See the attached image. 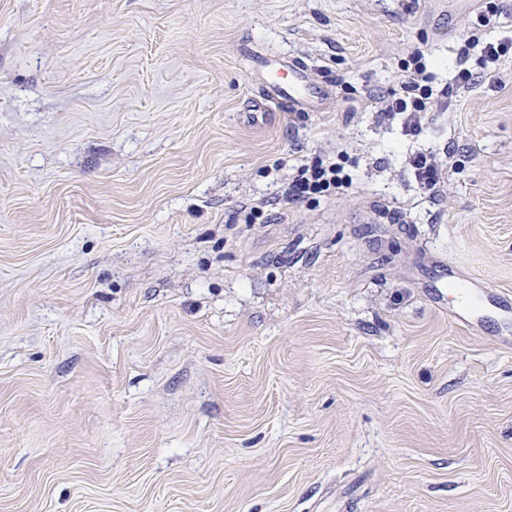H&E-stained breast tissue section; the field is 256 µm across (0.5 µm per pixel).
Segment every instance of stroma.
<instances>
[{
	"mask_svg": "<svg viewBox=\"0 0 512 512\" xmlns=\"http://www.w3.org/2000/svg\"><path fill=\"white\" fill-rule=\"evenodd\" d=\"M490 1L512 37V0H0V512H512V327L448 319L449 266L512 292V56L453 86ZM415 47L411 137L371 101ZM260 53L329 110L253 123ZM411 68L406 66L405 79L402 82V95L391 100L377 101L380 104L378 112L385 117L394 118L396 114L404 115L406 132L410 135L418 134L422 129V121L426 119L435 105L433 88L428 85L429 75L425 55L415 50L411 57ZM409 164L414 176L434 196L444 179V164L431 153H418L411 157ZM295 175L286 190L288 204L296 205L311 195L337 192L350 185V176L336 162L309 164L300 160L292 165Z\"/></svg>",
	"mask_w": 512,
	"mask_h": 512,
	"instance_id": "1",
	"label": "stroma"
}]
</instances>
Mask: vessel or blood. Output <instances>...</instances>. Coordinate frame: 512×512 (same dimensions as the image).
Wrapping results in <instances>:
<instances>
[{
    "instance_id": "obj_1",
    "label": "vessel or blood",
    "mask_w": 512,
    "mask_h": 512,
    "mask_svg": "<svg viewBox=\"0 0 512 512\" xmlns=\"http://www.w3.org/2000/svg\"><path fill=\"white\" fill-rule=\"evenodd\" d=\"M260 65L264 69L260 78L261 96L252 104L253 114L265 116L282 109L291 112L323 111L329 99L328 90L293 58L276 55L262 59ZM479 301L489 311H505L512 307L495 285L486 282L474 288L471 297L461 300L456 320L460 324H468Z\"/></svg>"
}]
</instances>
